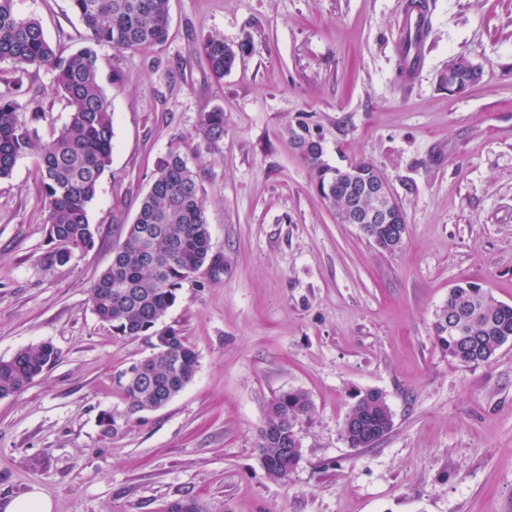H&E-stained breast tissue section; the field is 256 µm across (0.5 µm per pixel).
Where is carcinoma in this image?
I'll return each instance as SVG.
<instances>
[{"label":"carcinoma","mask_w":512,"mask_h":512,"mask_svg":"<svg viewBox=\"0 0 512 512\" xmlns=\"http://www.w3.org/2000/svg\"><path fill=\"white\" fill-rule=\"evenodd\" d=\"M70 2L86 38L82 47L67 53L48 41L38 19L16 13L15 0H0V61L53 72L55 92L70 108L64 124L43 141L36 128L46 118L40 102L34 97L0 95V179L12 175L19 159H35L53 244L50 259L61 264L95 245L88 209L112 153L113 113L99 82L98 48L162 45L169 35L170 0ZM247 48L246 43L231 44L219 35L193 45L217 83ZM26 113L29 118L21 119ZM225 132L224 109L202 113L199 137L217 149ZM286 133L298 144V156L313 174L318 194L337 212L348 208L357 184L378 174L369 160L333 167L323 149L305 147L314 139L306 121L288 126ZM211 258L199 173L173 145L158 161L151 188L116 244L111 265L90 289L93 312L112 327L113 334L151 341L152 353L117 375L126 401L125 417L168 404L195 378L199 363L195 349L175 330L157 325L176 302L182 284ZM433 329L452 359L464 365L486 363L512 339V305L496 300L477 284H458L449 290ZM58 357L52 343L42 342L0 359V397L22 391ZM311 411L310 398L301 390L282 392L267 403L258 448L270 478L286 482L298 465L287 441ZM346 419L358 422L343 426V437L352 448L375 445L393 426L386 396L377 390L358 394Z\"/></svg>","instance_id":"cac0c4a2"}]
</instances>
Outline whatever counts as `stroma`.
Listing matches in <instances>:
<instances>
[{
	"mask_svg": "<svg viewBox=\"0 0 512 512\" xmlns=\"http://www.w3.org/2000/svg\"><path fill=\"white\" fill-rule=\"evenodd\" d=\"M406 0H170L169 38L99 50L113 112L110 165L89 208L92 250L51 262L32 158L0 180V359L44 341L57 362L0 398V500L41 490L53 512H512V342L465 366L433 323L455 284L512 304V0H432L423 62L403 85L396 51ZM72 51L85 30L70 0H15ZM251 48L213 82L195 42ZM463 55L482 79L449 94ZM37 91L50 137L69 107L51 71L0 62V92ZM224 110L221 151L197 136ZM304 118L325 158L371 160L406 216L390 253L341 224L285 129ZM180 143L200 173L216 267L162 320L199 355L166 406L124 417L119 371L150 355L113 335L89 290L112 262L158 160ZM306 391L301 460L271 479L257 448L265 406ZM385 394L390 433L342 437L357 394ZM122 415L104 433L101 412Z\"/></svg>",
	"mask_w": 512,
	"mask_h": 512,
	"instance_id": "obj_1",
	"label": "stroma"
}]
</instances>
